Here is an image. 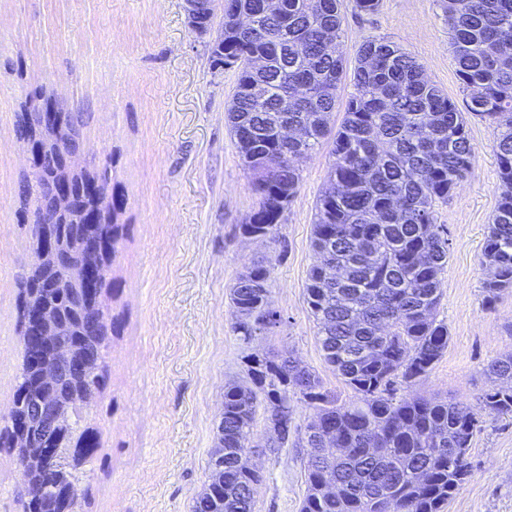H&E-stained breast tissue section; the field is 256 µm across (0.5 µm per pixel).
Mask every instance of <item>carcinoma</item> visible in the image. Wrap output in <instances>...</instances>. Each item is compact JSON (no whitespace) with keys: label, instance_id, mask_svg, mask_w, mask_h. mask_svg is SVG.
<instances>
[{"label":"carcinoma","instance_id":"1","mask_svg":"<svg viewBox=\"0 0 512 512\" xmlns=\"http://www.w3.org/2000/svg\"><path fill=\"white\" fill-rule=\"evenodd\" d=\"M441 7L463 105L432 84L400 47L367 38L356 50L355 92L337 127L331 114L345 74L340 0H279L274 9L265 0H224V48L212 49V56L237 76L225 119L258 200L240 233L275 240L274 228L299 188L297 161L330 147L329 187L317 199L310 240L317 261L307 273V305L323 361L357 400L337 402L319 374L292 357L247 356L250 383L224 386V485L214 481L216 447L193 512H253L252 484L261 479L250 456L258 408L278 431L292 419L290 393L312 410L304 427L310 453L300 512H444L471 475L469 450L483 416H512V354L487 365L489 385L474 406L446 397L396 398L398 388L427 377L448 349V324L437 311L449 239L436 209L472 173V119L496 132L501 187L480 260L487 271L483 304L493 306L512 288V49L501 47L512 42V0H441ZM241 13L256 17V30L237 25ZM254 56L264 59L262 67L250 66ZM43 101L52 98L26 102L17 119L20 134L43 151L22 186L23 201L33 200L36 215L49 205L62 154L82 137L73 112L37 125ZM282 121L298 130L297 137H277L274 127ZM110 172L107 163L95 165L73 173L72 181L77 188L95 182L105 189ZM117 214L108 207L88 224L77 200L59 224L62 263L35 278L26 268L19 277L20 290L33 285L43 303L62 311V338L90 349L98 362L96 373L56 379L53 389L71 409L78 394L98 393L105 384L110 338L106 332L89 336L86 329L112 316L106 305L81 311L84 284L63 290L55 284L85 262L102 229L118 231ZM270 280L271 263L261 261L231 289L233 332L246 346L271 316ZM22 353L14 401L27 405L45 391L37 362L46 351L29 342ZM70 447L80 461L67 471L69 480L92 479L96 435L76 427ZM58 478L49 458L28 469L24 512H39ZM331 483L336 492L328 495L323 487Z\"/></svg>","mask_w":512,"mask_h":512}]
</instances>
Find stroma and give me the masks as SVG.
<instances>
[{"mask_svg": "<svg viewBox=\"0 0 512 512\" xmlns=\"http://www.w3.org/2000/svg\"><path fill=\"white\" fill-rule=\"evenodd\" d=\"M341 0L342 44L366 38L402 46L427 79L461 100L460 80L437 0H380L360 16ZM214 35L199 36L183 0H0V431L22 362L17 276L31 259L32 227L20 208L31 152L16 115L35 94L55 96L83 120L87 157L112 163L108 191L120 208L117 251L107 271L110 357L101 392L83 414L99 442L81 512H191L208 476L224 386L244 381L246 353L296 357L339 400L353 391L323 362L306 302L318 197L328 148L300 164L298 192L276 241L239 230L257 197L225 121L234 71L214 67ZM470 176L437 209L450 239L438 316L448 349L414 394L472 404L485 368L512 354V291L482 305L479 265L499 195L495 133L473 120ZM272 263L270 298L282 321L250 348L232 331L229 292L253 263ZM287 447L252 450L262 478L254 512H299L306 484L304 426L293 398ZM471 477L445 512H512V417H487L470 450ZM20 471L0 443V512H23Z\"/></svg>", "mask_w": 512, "mask_h": 512, "instance_id": "obj_1", "label": "stroma"}]
</instances>
